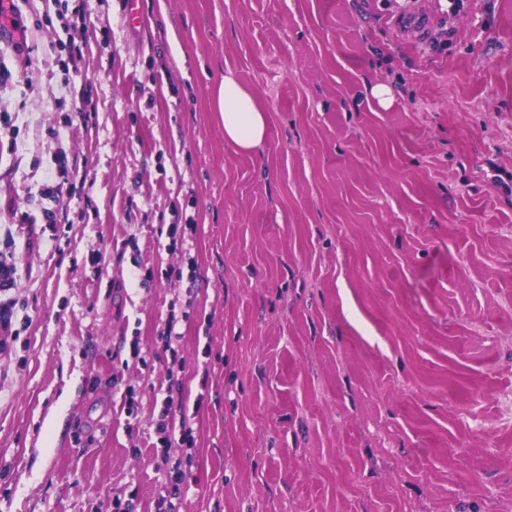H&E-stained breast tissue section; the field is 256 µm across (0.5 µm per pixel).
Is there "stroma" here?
I'll return each instance as SVG.
<instances>
[{
  "mask_svg": "<svg viewBox=\"0 0 512 512\" xmlns=\"http://www.w3.org/2000/svg\"><path fill=\"white\" fill-rule=\"evenodd\" d=\"M413 3L138 0L134 26L127 0H16L0 512H155L172 372L179 512H512V0H428L421 46L390 25ZM229 71L269 115L253 153L224 141ZM53 168L50 171L48 181L51 183L43 184L40 195L54 204V208H44L43 219L48 224H53L57 217V212L60 210L59 206L64 199V194L71 198L75 190L72 183H70L69 173L72 168L66 152L61 151L56 153L52 158Z\"/></svg>",
  "mask_w": 512,
  "mask_h": 512,
  "instance_id": "1",
  "label": "stroma"
}]
</instances>
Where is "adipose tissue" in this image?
<instances>
[{
  "label": "adipose tissue",
  "mask_w": 512,
  "mask_h": 512,
  "mask_svg": "<svg viewBox=\"0 0 512 512\" xmlns=\"http://www.w3.org/2000/svg\"><path fill=\"white\" fill-rule=\"evenodd\" d=\"M219 107L224 119V140L237 151L250 153L267 139L269 117L260 108L252 91L232 74H225L219 91Z\"/></svg>",
  "instance_id": "1"
}]
</instances>
